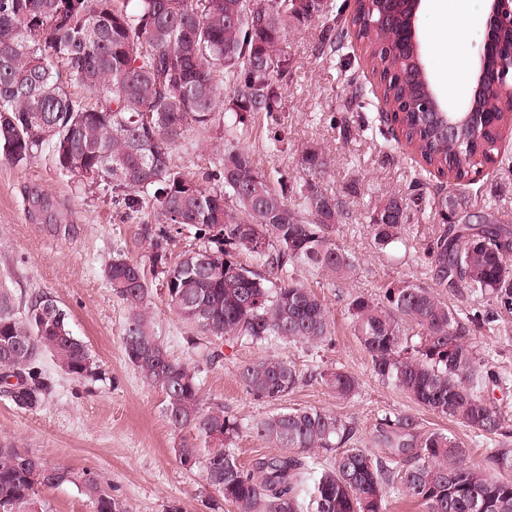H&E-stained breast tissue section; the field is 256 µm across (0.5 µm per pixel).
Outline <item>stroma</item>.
<instances>
[{"mask_svg":"<svg viewBox=\"0 0 512 512\" xmlns=\"http://www.w3.org/2000/svg\"><path fill=\"white\" fill-rule=\"evenodd\" d=\"M319 19L288 32V83L280 114L285 140L277 154L266 145L269 121L257 114L246 120L237 140L224 136V115L216 113L210 127L186 132L174 148L177 170L192 176L216 169L225 151L247 150L272 183L302 184L307 174L299 157L308 146L320 148L329 161L323 179L328 191L345 203V216L334 229L337 241L356 257L357 270L341 283L316 275L303 266L289 277L311 288L326 305L333 321L332 342L318 345L272 341L253 344L242 339L217 340L200 335L169 307L162 278L149 275L155 329L173 360L194 364L201 352L220 358L202 366L201 393L208 403L223 404L244 426L230 450L243 466L274 454L271 445L252 433L251 424L284 408H317L354 423L350 447L383 455L377 437L384 416L408 415L417 435L444 431L456 436L470 463L490 467V453L512 448V309L492 295L466 288L440 286L428 247L442 231L439 202L448 180L425 166L385 112L383 92L359 41L348 39L342 50L324 52L330 27L346 25L355 0H326ZM487 13L475 10L466 18L469 38L459 55L441 54L434 43V21L428 0H422L417 28L423 60L438 97L449 104L464 102L471 83L449 85L448 73L459 63L474 67L483 41ZM46 195L60 219L75 225L70 238L53 236L34 214L33 196ZM395 194L419 195L402 242L379 249L373 241L370 217ZM464 198L472 213L495 211L512 226V127L503 129L496 163L466 187ZM151 249L141 225L123 221L112 192L84 186L62 174L50 153L24 165L0 157V289H9L17 304L47 294L66 310L71 329L90 349L102 374L98 381H77L50 356L39 364L54 380L53 394L40 406L21 408L0 396V440L16 442L46 465L96 474L127 512H166L178 504L181 512H208L201 468L186 469L174 450L194 442L192 431L171 426L164 415L162 391L145 382L126 360L121 338L127 319L124 303L112 292L104 274L120 256L150 266ZM397 281L427 288L453 307L470 328L469 337L487 369L500 376L493 397L505 417L502 433L484 435L437 416L416 404L371 368V361L351 332L348 304L359 294L380 298ZM258 358H283L293 363L302 383L280 401L269 402L248 392L238 381L239 367ZM339 369L355 376L354 395L336 398L315 373Z\"/></svg>","mask_w":512,"mask_h":512,"instance_id":"stroma-1","label":"stroma"}]
</instances>
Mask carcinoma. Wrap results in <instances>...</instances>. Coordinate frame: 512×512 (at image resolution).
<instances>
[{
  "label": "carcinoma",
  "instance_id": "cac0c4a2",
  "mask_svg": "<svg viewBox=\"0 0 512 512\" xmlns=\"http://www.w3.org/2000/svg\"><path fill=\"white\" fill-rule=\"evenodd\" d=\"M325 0H0V156L24 164L48 150L59 169L87 185L123 193L125 218L144 224L153 266L163 274L169 307L199 333L215 339L321 344L333 322L321 299L286 278L289 267L346 281L355 256L336 242L332 228L342 202L323 188L327 158L311 146L300 165L311 178L288 201L245 150L224 153L218 175L195 178L176 170L173 148L191 127L206 128L224 112V135L244 130V114L271 117L283 110L288 81L284 50L288 29L323 15ZM405 22L391 0H357L350 24L365 43L399 130L426 166L453 183L439 203L448 229L429 246L440 283L490 294L512 309V228L495 212L483 223L464 209L466 168L459 156L498 153L508 120L492 88L479 102L494 123L477 139L448 137L430 112H417L423 96L418 66L398 40ZM83 87L90 98L72 91ZM152 192L143 212L141 192ZM415 197L393 195L373 212L374 242L385 249L402 238ZM156 224L152 230L148 225ZM194 231L201 241L171 263V229ZM246 250L261 275L237 260ZM112 291L128 311L124 354L148 383L164 394V413L176 429L203 443L174 449L183 466L203 464L212 491L206 507L219 512H386L387 493L397 486L425 512H512V481L466 462V449L451 434L434 431L415 439L416 422L384 416L380 437L386 455L349 448L330 464L316 466L305 452L347 443L354 426L320 409L286 408L252 424L278 448L297 455L261 456L242 467L226 450L241 431L224 404L204 402L199 365L172 360L149 311L144 269L121 257L105 269ZM353 335L372 370L434 414L495 435L504 416L487 392L498 383L468 339L469 328L447 302L409 281H398L375 300L357 295L349 306ZM418 340L403 345V324ZM48 353L76 380L95 378L97 362L74 336L67 313L48 295L19 312L13 295L0 289V382L16 378L7 396L34 407L53 389L40 368ZM339 398L358 388L345 371L320 374ZM239 382L254 396L280 401L302 382L282 359L241 365ZM74 484L89 512H126L97 476L49 467L27 449L0 441V512H42L43 487Z\"/></svg>",
  "mask_w": 512,
  "mask_h": 512
}]
</instances>
